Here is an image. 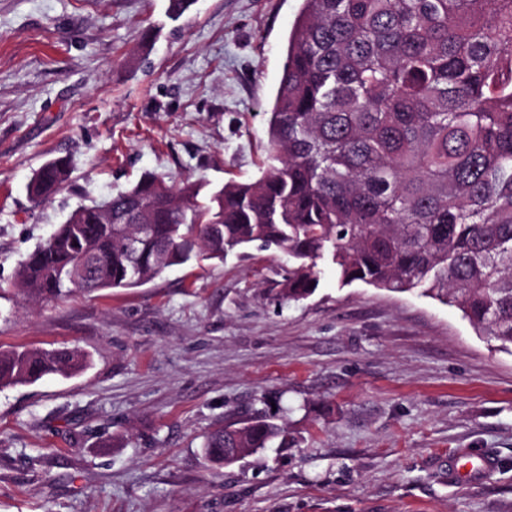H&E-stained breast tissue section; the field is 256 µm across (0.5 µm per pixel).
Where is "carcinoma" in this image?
Listing matches in <instances>:
<instances>
[{
  "mask_svg": "<svg viewBox=\"0 0 512 512\" xmlns=\"http://www.w3.org/2000/svg\"><path fill=\"white\" fill-rule=\"evenodd\" d=\"M266 136L260 176L206 202L195 182L146 174L79 205L22 263L17 290L54 302L273 249L288 257V300L314 292L328 260L341 284L436 299L512 354V0H302ZM69 179L53 160L28 190L46 200ZM85 363L68 348L0 351V388ZM283 433L257 419L202 448L227 466L225 449L257 453Z\"/></svg>",
  "mask_w": 512,
  "mask_h": 512,
  "instance_id": "1",
  "label": "carcinoma"
}]
</instances>
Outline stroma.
Masks as SVG:
<instances>
[{
    "label": "stroma",
    "mask_w": 512,
    "mask_h": 512,
    "mask_svg": "<svg viewBox=\"0 0 512 512\" xmlns=\"http://www.w3.org/2000/svg\"><path fill=\"white\" fill-rule=\"evenodd\" d=\"M301 0H0V350L72 348L82 372L0 388V512H512V356L460 313L320 266L278 299L254 248L138 288L38 303L21 261L74 209L152 173L259 176ZM68 158L51 199L27 184ZM258 415L284 443L228 467L215 427ZM495 459L448 483V457Z\"/></svg>",
    "instance_id": "obj_1"
}]
</instances>
